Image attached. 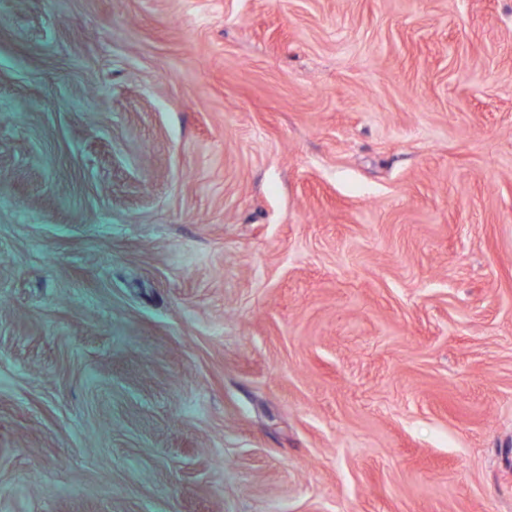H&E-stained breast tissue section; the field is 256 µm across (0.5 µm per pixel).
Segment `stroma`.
<instances>
[{
  "mask_svg": "<svg viewBox=\"0 0 512 512\" xmlns=\"http://www.w3.org/2000/svg\"><path fill=\"white\" fill-rule=\"evenodd\" d=\"M0 512H512V0H0Z\"/></svg>",
  "mask_w": 512,
  "mask_h": 512,
  "instance_id": "35a3bbf8",
  "label": "stroma"
}]
</instances>
